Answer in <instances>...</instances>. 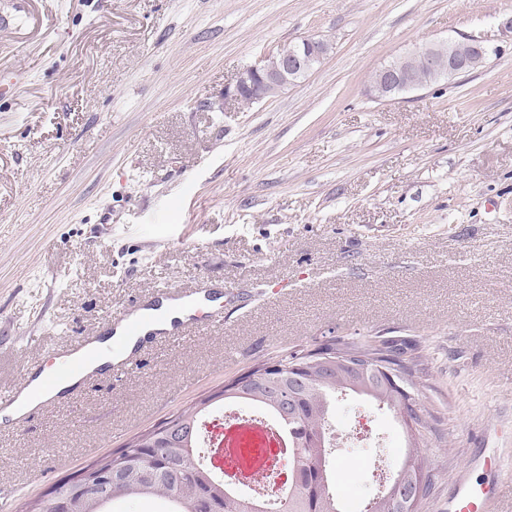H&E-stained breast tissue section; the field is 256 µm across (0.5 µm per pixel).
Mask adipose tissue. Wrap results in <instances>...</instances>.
I'll use <instances>...</instances> for the list:
<instances>
[{
    "label": "adipose tissue",
    "mask_w": 512,
    "mask_h": 512,
    "mask_svg": "<svg viewBox=\"0 0 512 512\" xmlns=\"http://www.w3.org/2000/svg\"><path fill=\"white\" fill-rule=\"evenodd\" d=\"M190 312V303H179L166 299L161 300L157 306L140 310L133 316L134 321L139 322L141 325L140 332L135 335H128L125 334L124 330L120 329L117 330L116 334L105 335L103 340L95 343L94 356L84 361V369L90 371L99 370L111 364L113 342H121L123 353H131L142 336L159 329H172L174 321L184 319Z\"/></svg>",
    "instance_id": "ef3b65f1"
}]
</instances>
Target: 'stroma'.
I'll use <instances>...</instances> for the list:
<instances>
[{
  "label": "stroma",
  "instance_id": "stroma-1",
  "mask_svg": "<svg viewBox=\"0 0 512 512\" xmlns=\"http://www.w3.org/2000/svg\"><path fill=\"white\" fill-rule=\"evenodd\" d=\"M0 21V391L131 314L157 289L208 281L221 322L143 344L24 424H0L13 506L106 455L264 355L332 337L415 345L430 428L418 512H448L459 482L512 469V0H20ZM468 35L484 68L379 99L374 73ZM313 36L308 77L257 103L237 73ZM367 411L384 448L409 446L395 413ZM345 512L377 491L340 471Z\"/></svg>",
  "mask_w": 512,
  "mask_h": 512
}]
</instances>
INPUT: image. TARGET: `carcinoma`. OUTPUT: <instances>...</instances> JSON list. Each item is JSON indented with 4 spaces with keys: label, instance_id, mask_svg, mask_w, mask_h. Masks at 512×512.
Returning a JSON list of instances; mask_svg holds the SVG:
<instances>
[{
    "label": "carcinoma",
    "instance_id": "cac0c4a2",
    "mask_svg": "<svg viewBox=\"0 0 512 512\" xmlns=\"http://www.w3.org/2000/svg\"><path fill=\"white\" fill-rule=\"evenodd\" d=\"M362 350L370 359L368 377L354 382L342 371L325 376L314 364L318 359L334 358L339 353ZM405 354L402 347L389 341L377 347L370 342L356 344L334 338L285 354L269 357L247 373L224 382L222 389L174 412L162 423L146 430L112 452V463L121 466L141 460L144 470L127 476L112 487L109 502L124 499L161 498L167 512H342L336 489L328 477V417L331 403L338 395L354 393L375 402L379 408L396 410L401 400H411L402 413L421 430L411 434L410 447L403 468L420 477L428 487L430 460L423 446L427 422L417 411V399L387 393L373 379L375 367L381 366L409 377L411 395L419 394L421 382L415 378L418 360ZM291 372L306 379L296 401V414L279 416L288 431L292 449L293 471L298 481L289 486L280 503L269 508L253 505L243 498L225 494L224 482L218 480L201 462L197 448L200 417L220 399L225 402H253L278 411L279 396L266 375ZM388 492L370 499L363 512H397L387 498Z\"/></svg>",
    "mask_w": 512,
    "mask_h": 512
}]
</instances>
